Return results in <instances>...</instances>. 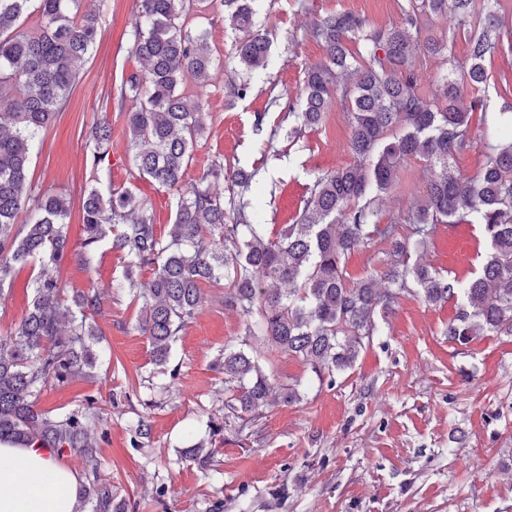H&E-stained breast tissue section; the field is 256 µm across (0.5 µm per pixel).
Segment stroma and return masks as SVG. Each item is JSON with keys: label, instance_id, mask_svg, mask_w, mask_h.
Instances as JSON below:
<instances>
[{"label": "stroma", "instance_id": "stroma-1", "mask_svg": "<svg viewBox=\"0 0 512 512\" xmlns=\"http://www.w3.org/2000/svg\"><path fill=\"white\" fill-rule=\"evenodd\" d=\"M135 0H107L101 38L82 65L65 109L31 155L29 178L79 203L86 187H126L145 199L158 234H167L176 200L139 177L126 124L136 103L119 101L123 76L143 71L132 51ZM261 21L271 33L266 71L247 75L235 58V35L222 13L193 18L207 28L217 63L203 87L187 82L188 103L203 99L207 133L193 153L186 177L199 178L213 160L253 173L268 235L293 223L315 175L349 164L350 126L329 110L322 126L288 137V106L298 94L305 66L325 58L323 46L304 37L313 20L339 10L364 15L378 28L399 18L395 0H262ZM249 84L245 98L229 100V84ZM112 124L109 154L93 166L92 126ZM473 150L456 159L473 174L496 144L499 131L472 117ZM423 164L407 161L399 188L382 202L385 219L411 208L422 195ZM485 251L479 225L443 224L423 258L449 276L467 280ZM122 253L103 244L89 264L70 259L59 275L67 295L108 289L96 323L104 339L96 381H76L43 391L39 406L69 411L93 398L100 422L98 474L78 457L68 467L82 485L94 476L112 486L126 512H512V336L449 341L444 330L459 310L450 300L433 306L418 294H400L351 370L335 383L319 380L297 356L280 355L274 386L297 385L302 399L268 408L244 432L225 431L215 443L213 470L203 472L180 456L190 437L204 434L209 418L224 416V375L215 368L225 347L265 351L262 337L245 336V319L213 299L203 302L180 332L167 374H154L150 346L138 330L141 303L121 287ZM30 269L18 273L0 303V335L21 324L29 298ZM149 433L139 437L137 421ZM287 488L286 499L276 498Z\"/></svg>", "mask_w": 512, "mask_h": 512}]
</instances>
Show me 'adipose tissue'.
<instances>
[{
	"instance_id": "adipose-tissue-1",
	"label": "adipose tissue",
	"mask_w": 512,
	"mask_h": 512,
	"mask_svg": "<svg viewBox=\"0 0 512 512\" xmlns=\"http://www.w3.org/2000/svg\"><path fill=\"white\" fill-rule=\"evenodd\" d=\"M79 486L53 457L0 443V512H77Z\"/></svg>"
}]
</instances>
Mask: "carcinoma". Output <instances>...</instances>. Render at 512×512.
I'll list each match as a JSON object with an SVG mask.
<instances>
[{
	"mask_svg": "<svg viewBox=\"0 0 512 512\" xmlns=\"http://www.w3.org/2000/svg\"><path fill=\"white\" fill-rule=\"evenodd\" d=\"M84 2L0 0V298L17 273L39 267L28 283V313L15 332L0 337V442L67 449L97 470L93 399L55 415L38 400L49 385L93 377L102 333L89 315L100 313L104 292L67 300L54 271L72 256L88 263V252L106 240L124 253L129 293L143 300L139 328L155 366L167 364L205 285L216 289V301L250 321L246 335L265 337L269 349L262 357L243 347L224 349V417L241 420V432L272 401L301 400L292 386L273 393L268 369L276 355H296L333 382L353 368L375 334L376 318L401 293L415 291L432 305L461 299L446 330L451 341L512 335L511 104L497 113L507 130L493 153L469 177L454 169L456 155L473 147L472 116L487 114V62L512 50V21L495 11L499 0H403L398 21L379 29L345 10L313 21L307 35L323 45L326 59L305 68L301 98L291 109L304 128L323 124L332 105L346 112L354 163L317 174L297 220L273 238L245 197L249 175L231 174L238 191L227 199L214 191L224 179L221 160L200 178L185 180L206 133L207 103L200 99L190 108L179 91L189 79L204 85L212 78L209 33L188 19L214 4L227 10L238 65L249 74L266 68L271 43L256 26L258 0H136L132 49L147 70L127 75L119 99L139 101L127 118L134 166L175 196L174 221L164 237L145 200L126 188L93 185L81 203L85 251L75 254L71 201L35 190L29 161L71 99L81 64L98 41L99 14ZM34 14L37 27L24 28ZM423 16L450 17L452 26L423 36ZM460 33L470 43L464 62L454 53ZM418 57L442 64L427 90L414 66ZM111 138L104 117L90 134L93 165L105 160ZM413 158L425 163V186L422 201L403 217L411 225L403 239L395 225H382L380 199L398 187L404 162ZM464 221L480 225L486 241L478 276L451 280L427 263L410 262L439 225ZM377 238L386 244L384 278L393 289L377 287L373 277L349 286L348 255ZM145 267L153 277L143 283L137 276ZM212 455L202 440L183 452L201 469ZM86 504L91 512H125L104 483L90 487Z\"/></svg>",
	"mask_w": 512,
	"mask_h": 512,
	"instance_id": "cac0c4a2",
	"label": "carcinoma"
}]
</instances>
